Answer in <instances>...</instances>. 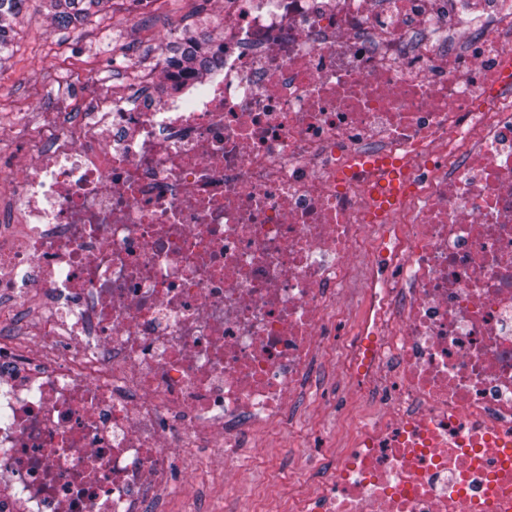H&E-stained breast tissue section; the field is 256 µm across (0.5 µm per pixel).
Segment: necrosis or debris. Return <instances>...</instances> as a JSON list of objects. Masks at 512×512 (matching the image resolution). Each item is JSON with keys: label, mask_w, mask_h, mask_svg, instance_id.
I'll return each instance as SVG.
<instances>
[{"label": "necrosis or debris", "mask_w": 512, "mask_h": 512, "mask_svg": "<svg viewBox=\"0 0 512 512\" xmlns=\"http://www.w3.org/2000/svg\"><path fill=\"white\" fill-rule=\"evenodd\" d=\"M179 100L96 95L0 203V512L232 495L340 354L376 406L290 512H512V0H212ZM361 308L336 341L356 271ZM173 456L171 471L174 490L171 499H163L164 512L183 511L192 496L199 499L215 490H221V494L223 493L222 475L218 477L214 472L202 473L199 469H194L191 459L178 454Z\"/></svg>", "instance_id": "obj_1"}]
</instances>
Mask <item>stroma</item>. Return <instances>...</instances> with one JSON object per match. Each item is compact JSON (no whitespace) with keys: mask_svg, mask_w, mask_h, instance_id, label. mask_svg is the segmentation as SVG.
<instances>
[{"mask_svg":"<svg viewBox=\"0 0 512 512\" xmlns=\"http://www.w3.org/2000/svg\"><path fill=\"white\" fill-rule=\"evenodd\" d=\"M210 0H112L108 14L93 16L76 29L53 25L46 0H29L13 25V55L0 64V197L10 198L12 162L26 152L36 133L60 110L80 108L99 93L126 95L128 72L152 69L170 46L181 44L180 30L208 31ZM347 385L324 361H316L290 416L297 423L288 438L277 431L247 448L235 512H252L253 494L266 472L280 474V498L302 481L321 478L347 440ZM173 495L165 512H183L194 497L222 489L216 473L195 470L189 458L175 456Z\"/></svg>","mask_w":512,"mask_h":512,"instance_id":"1","label":"stroma"}]
</instances>
